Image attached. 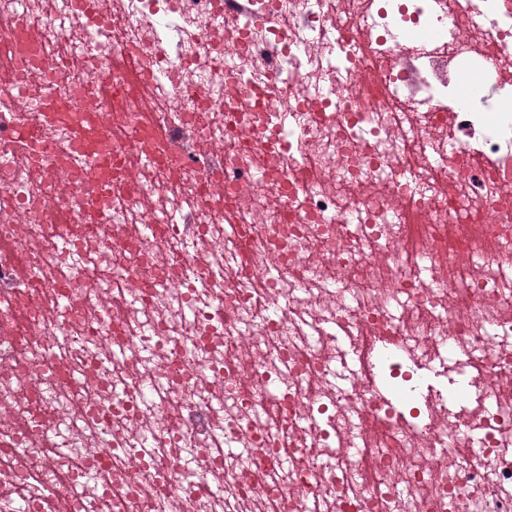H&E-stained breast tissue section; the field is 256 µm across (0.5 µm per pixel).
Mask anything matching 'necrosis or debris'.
Returning <instances> with one entry per match:
<instances>
[{
    "instance_id": "obj_1",
    "label": "necrosis or debris",
    "mask_w": 512,
    "mask_h": 512,
    "mask_svg": "<svg viewBox=\"0 0 512 512\" xmlns=\"http://www.w3.org/2000/svg\"><path fill=\"white\" fill-rule=\"evenodd\" d=\"M0 26V512H512V0Z\"/></svg>"
}]
</instances>
